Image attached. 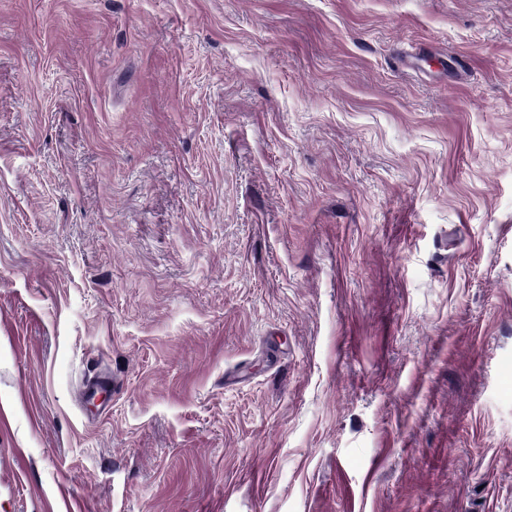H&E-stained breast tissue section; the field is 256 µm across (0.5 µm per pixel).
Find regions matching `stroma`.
Listing matches in <instances>:
<instances>
[{
  "instance_id": "obj_1",
  "label": "stroma",
  "mask_w": 512,
  "mask_h": 512,
  "mask_svg": "<svg viewBox=\"0 0 512 512\" xmlns=\"http://www.w3.org/2000/svg\"><path fill=\"white\" fill-rule=\"evenodd\" d=\"M0 512H512V0H0Z\"/></svg>"
}]
</instances>
